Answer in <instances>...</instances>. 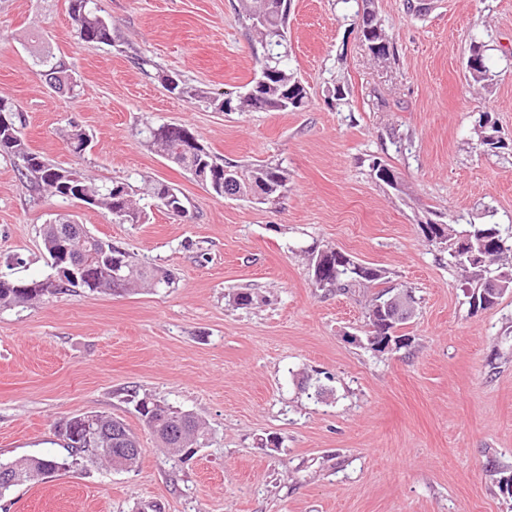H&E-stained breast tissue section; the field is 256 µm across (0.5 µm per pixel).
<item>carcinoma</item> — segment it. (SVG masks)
<instances>
[{"label":"carcinoma","mask_w":512,"mask_h":512,"mask_svg":"<svg viewBox=\"0 0 512 512\" xmlns=\"http://www.w3.org/2000/svg\"><path fill=\"white\" fill-rule=\"evenodd\" d=\"M276 0H241L243 17L250 28L261 35L266 42V50L259 60L260 68H269L277 74L271 86L253 91L254 83H249L245 91L231 96L224 95L217 99L220 108L227 112H300L309 104L308 88L303 81L288 67L287 52L279 49L277 39L279 31L288 30L285 18L276 9ZM69 16L76 28L79 39L87 43L109 45L112 43V21L102 14L95 0H68ZM361 36L367 45H382V56L390 55L389 42L381 26L374 17L362 20ZM468 56L484 62L483 67L468 72V79L474 83H484L490 79V68L486 65L483 42L472 38ZM36 65L41 70H49L54 80L68 86L75 92L72 70L60 57L48 49L35 54ZM164 82L172 83L168 91L179 98L199 101L205 98V91L187 84L178 77L160 75ZM479 146L483 151L500 149L499 130L490 122L479 123ZM194 136L186 126L174 127L158 137L148 133V142L154 150L166 155L169 161L197 176L204 173L208 181L215 184L211 192L218 196L238 195L255 204H274L278 194L288 190V171L281 165L262 162L248 169H242L229 162H220L212 154H193L185 149V137ZM0 156L14 164L18 173L29 180L31 186L53 197L64 200H80L88 206L97 207L112 216L118 223L139 224L142 211L138 208L134 196L136 190L125 182L98 183L76 169H65L47 163L41 156L27 147L22 133L5 136L0 132ZM375 178L390 188L399 191L401 183L393 184L389 178L396 171L388 164L375 159L372 161ZM145 193L156 202L168 200L173 208L171 215L185 219L189 216L188 207L181 194L164 183L149 184ZM66 218L56 219V223L44 225L42 240L44 249L50 259L51 268L70 266L80 262L88 268L100 269L93 281H85L80 287L90 291L111 290L108 279V262L113 253L121 254L124 276L130 289L143 285L169 287L172 284L170 274L156 267L142 265L122 248L105 242L84 230H69ZM462 233L469 235L472 244L483 240L492 244L489 262L473 268L471 278L477 280L483 276L493 277L503 271L512 273V267L500 264L506 254H512V233L507 234L500 224H467ZM313 268V281L317 288L346 294L355 288H368L386 284L383 270L356 261L352 256L334 248L312 249L309 251ZM19 286L26 291L19 294L16 289L0 288V306L25 304L29 301L57 293L55 288L43 287V281L21 282ZM137 411L143 422L157 435L163 447L178 454L183 448L204 441L208 434L204 424L193 414L174 409L168 403L143 398L137 402ZM68 456L66 457H32L16 463L0 462V497L13 487L25 483H37L45 479L46 470L67 469L78 460L83 459L92 464L105 463L111 467L122 466L133 469L139 462L141 454L127 455L121 449L128 447L136 439L131 429L120 419L95 416L93 432L88 435L73 437L65 434Z\"/></svg>","instance_id":"obj_1"}]
</instances>
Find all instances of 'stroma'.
<instances>
[{
    "instance_id": "1",
    "label": "stroma",
    "mask_w": 512,
    "mask_h": 512,
    "mask_svg": "<svg viewBox=\"0 0 512 512\" xmlns=\"http://www.w3.org/2000/svg\"><path fill=\"white\" fill-rule=\"evenodd\" d=\"M112 42L77 37L68 0H0V95L50 163L99 182L161 181L186 198L179 221L150 197L146 219L48 196L0 158V276L52 269L42 228L73 215L96 237L170 272L172 287L121 295L61 291L0 307V461L66 455L71 417L123 420L143 450L131 471L79 465L14 487L0 512H512V289L471 313L469 276L429 245L426 222L512 227V0H373L393 52L363 47L362 0H291L289 65L309 87L301 112H224L264 52L240 0H99ZM491 80L472 84V37ZM68 62L77 96L54 92L39 48ZM149 59L141 68L136 58ZM209 92L189 103L159 72ZM348 87L345 105L326 90ZM509 139L483 152L481 112ZM184 125L217 159L282 164L276 205L214 195L145 143L144 126ZM89 138L81 154L72 128ZM380 159L401 177L374 179ZM495 217H488V209ZM317 245L384 269L411 289L407 347L358 343L371 290L315 288ZM251 291L241 308L233 295ZM150 397L193 413L205 444L178 460L137 411ZM278 438L280 447L267 446Z\"/></svg>"
}]
</instances>
